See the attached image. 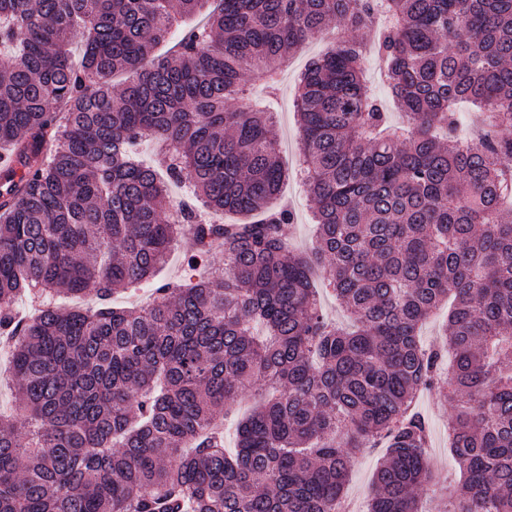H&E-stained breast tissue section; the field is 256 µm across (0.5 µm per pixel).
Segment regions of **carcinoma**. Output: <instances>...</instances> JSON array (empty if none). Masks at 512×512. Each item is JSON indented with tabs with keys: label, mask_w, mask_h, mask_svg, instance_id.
<instances>
[{
	"label": "carcinoma",
	"mask_w": 512,
	"mask_h": 512,
	"mask_svg": "<svg viewBox=\"0 0 512 512\" xmlns=\"http://www.w3.org/2000/svg\"><path fill=\"white\" fill-rule=\"evenodd\" d=\"M205 2L0 0V335L20 337L0 512H343L353 460L379 446L367 512H420L437 491L427 389L464 475L441 512H512V0H219L155 53ZM335 28L357 37L297 90L317 226L303 254L270 205L286 171L246 76L275 89L288 54ZM371 33L400 131L363 76ZM461 102L483 114L473 139ZM144 138L156 166L131 156ZM182 184L256 220L208 224L174 200ZM174 209L189 261L222 247L219 274L163 283L149 308L49 302L155 276ZM316 268L353 329L323 318ZM450 296L444 342L423 346ZM247 392L266 399L229 454L216 423Z\"/></svg>",
	"instance_id": "carcinoma-1"
}]
</instances>
